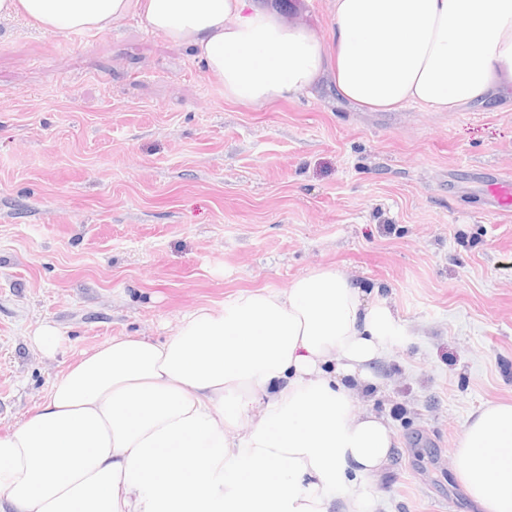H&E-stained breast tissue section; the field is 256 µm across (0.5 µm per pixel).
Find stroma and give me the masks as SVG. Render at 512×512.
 I'll return each instance as SVG.
<instances>
[{
	"label": "stroma",
	"mask_w": 512,
	"mask_h": 512,
	"mask_svg": "<svg viewBox=\"0 0 512 512\" xmlns=\"http://www.w3.org/2000/svg\"><path fill=\"white\" fill-rule=\"evenodd\" d=\"M512 100L363 112L330 81L261 109L132 17L0 21V433L115 336L164 341L243 291L335 266L402 328L363 405L398 443L376 512H479L450 455L512 403ZM61 341L31 344L41 324Z\"/></svg>",
	"instance_id": "obj_1"
}]
</instances>
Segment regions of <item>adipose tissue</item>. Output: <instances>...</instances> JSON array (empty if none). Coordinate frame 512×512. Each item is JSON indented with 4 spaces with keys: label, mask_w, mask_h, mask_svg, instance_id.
Returning <instances> with one entry per match:
<instances>
[{
    "label": "adipose tissue",
    "mask_w": 512,
    "mask_h": 512,
    "mask_svg": "<svg viewBox=\"0 0 512 512\" xmlns=\"http://www.w3.org/2000/svg\"><path fill=\"white\" fill-rule=\"evenodd\" d=\"M133 13L250 107L327 77L370 111L512 95V0H330L322 31L276 0H0V19L49 32ZM400 334L379 288L317 267L164 342L114 337L0 434V512H373L397 442L358 385ZM451 464L482 512H512V404L473 413Z\"/></svg>",
    "instance_id": "obj_1"
}]
</instances>
